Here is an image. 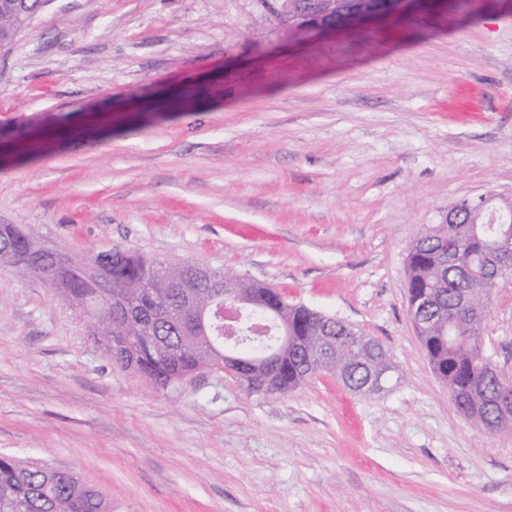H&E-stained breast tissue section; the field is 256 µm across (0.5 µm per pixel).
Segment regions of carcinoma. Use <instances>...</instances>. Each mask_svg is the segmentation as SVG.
I'll return each instance as SVG.
<instances>
[{"label": "carcinoma", "instance_id": "cac0c4a2", "mask_svg": "<svg viewBox=\"0 0 512 512\" xmlns=\"http://www.w3.org/2000/svg\"><path fill=\"white\" fill-rule=\"evenodd\" d=\"M0 0V48L9 45L15 35L29 23V15L40 0ZM508 223L490 224L486 215H462L455 227L435 224L415 239L421 248H409L407 255L406 291L408 303L427 291L445 306L443 317L420 336L436 376L448 386V394L457 411L477 429L496 432L511 429L512 420L502 422L493 409L474 415L467 403L474 388L482 385L488 398L496 396L497 386L490 372L493 366L483 346L487 318L468 314L462 296L491 302L498 285L490 281L493 253L489 243L507 229L512 232V206L500 207ZM43 242L31 230L16 224H0V266L6 264L22 274L41 278L34 265L21 264L16 254L38 252ZM118 259L112 263V297L136 311L125 331L134 337L128 350L112 352L110 337L119 326L112 320L108 301L87 295L72 281L65 286L49 284L57 298L80 311L93 312L86 325L103 345L112 360L139 375L155 388L165 389L183 376L208 370L215 365L218 328L199 330L188 323L183 313L184 293L197 296L203 304L216 308L224 293L196 279L194 263L169 265L151 260L143 254L116 246ZM238 287L262 303L275 296V288L245 278ZM288 311V325L296 343L276 368V393L283 395L318 374H333L349 366L346 385L360 396L378 392L374 378L392 368L389 352L376 340L365 339V346L351 344L341 336L336 353L321 355L323 337L334 335L330 328L341 321L326 316L304 304L281 300ZM274 344L273 338H259L241 343V350L256 356ZM0 512H112V502L84 484L71 471H57L46 464L21 460L0 453Z\"/></svg>", "mask_w": 512, "mask_h": 512}]
</instances>
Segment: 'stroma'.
<instances>
[{
	"label": "stroma",
	"mask_w": 512,
	"mask_h": 512,
	"mask_svg": "<svg viewBox=\"0 0 512 512\" xmlns=\"http://www.w3.org/2000/svg\"><path fill=\"white\" fill-rule=\"evenodd\" d=\"M282 27L260 0H52L0 50V224L278 288L388 349L387 388L156 389L0 267V453L73 470L112 512H512V432L456 411L405 292L450 205L512 201V0ZM485 342L512 374V280Z\"/></svg>",
	"instance_id": "stroma-1"
}]
</instances>
